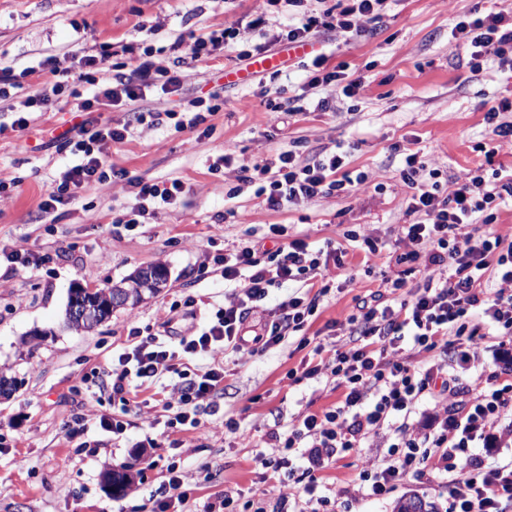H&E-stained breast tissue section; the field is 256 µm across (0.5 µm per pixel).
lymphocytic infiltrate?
<instances>
[{
	"label": "lymphocytic infiltrate",
	"mask_w": 512,
	"mask_h": 512,
	"mask_svg": "<svg viewBox=\"0 0 512 512\" xmlns=\"http://www.w3.org/2000/svg\"><path fill=\"white\" fill-rule=\"evenodd\" d=\"M387 2L265 0L263 10L249 20L188 40L176 38L169 46L174 59L168 69L156 66L153 51L147 48L128 58L125 71H116L108 43L73 50L78 67L74 73L60 70L52 58L40 62V69L56 74L57 79L51 87L26 97L15 127L26 130L31 113L51 111L63 101L70 103L79 118L63 136V146L74 161L42 201V209L48 212L74 203L79 191L106 185L108 145L124 142L132 123L145 121L141 112L130 123L103 121L100 112L140 100L150 92H177L183 65L209 60L231 43L240 44V57L248 59L264 51L266 36L292 45L325 31L346 41L365 37L380 22ZM285 7L290 8L293 23L269 32L272 18ZM451 37L465 49L472 69L493 62L512 71L511 9L463 12L455 20ZM326 63V57L318 55L304 67L303 90L314 95L316 110H335L345 97H366L364 76L346 73L340 65L327 69ZM84 83L94 87L93 95L80 92ZM347 158V149L341 148L316 154L303 164L288 150L247 168L235 166L233 154L227 153L213 162L210 171L236 170L239 181L256 184V196L276 209L361 189L366 177L346 173ZM398 177L409 190L406 213L411 221L398 227L395 262L422 268L424 276L413 285L402 272L383 278L379 291L336 322L337 330L353 336L352 346L343 350L332 343L316 344L300 377L342 389V400L322 412L303 415L287 431L269 432L265 443L276 452L301 450L320 470L337 454L363 448L381 430L390 428L396 434L395 442L373 448L355 485L342 488V495L382 497L406 476L431 467L448 476L450 512H512V459L489 467L473 452L477 444L486 448L512 445V365L492 370L485 359L490 347H512V241L492 229L500 202L512 197V178L477 172L451 181L439 170L427 169L422 155L408 148L402 151ZM125 184L138 200L124 222L129 229L159 206L176 203L185 189L178 179L150 183L129 178ZM269 231L279 241L269 264L257 258L262 247L258 241L236 253L215 256L234 289L204 329L177 337L171 344L150 335L118 356L112 369V395L123 410L140 413L148 407L147 402L134 400V380L164 373L179 378L165 402L176 414L166 420L165 433L150 439V447H165L169 429H200L199 401L213 395L224 382L220 364L197 378L182 380L188 360L220 351L242 353L245 323L250 314L264 308L270 287L323 279L331 266L342 263L338 248L323 250L301 238L288 239L282 224L270 225ZM318 302V297L304 293L267 310L256 342L269 349L285 336L303 331ZM438 348L444 353L440 361H418V353ZM479 368L486 370V377L463 386L462 374ZM435 386L440 389L437 426L412 421L419 400Z\"/></svg>",
	"instance_id": "obj_1"
}]
</instances>
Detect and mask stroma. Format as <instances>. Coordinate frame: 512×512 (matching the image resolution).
I'll list each match as a JSON object with an SVG mask.
<instances>
[{
    "mask_svg": "<svg viewBox=\"0 0 512 512\" xmlns=\"http://www.w3.org/2000/svg\"><path fill=\"white\" fill-rule=\"evenodd\" d=\"M477 4L489 8L496 0H391L371 35L349 43L336 42L330 32L314 38V53L329 54L330 66L344 65L369 82L365 99H344L333 112H308L289 122L286 110L305 71L301 54L285 43L270 45V65L255 58L239 61L237 48L226 46L211 66H184L180 92L152 94L133 107L113 109L116 122L136 111L158 117L154 127L134 126L126 141L110 147L115 167L131 178H178L185 185L177 203L161 206L129 231L119 219L137 201L118 185L84 191L74 203L42 212V199L72 161L53 138L74 119L62 104L32 115L28 130L13 129L21 101L41 81L26 75V68L49 57L60 68L72 67L71 50L82 31L88 44L111 43L117 61L151 45L159 50L155 62L167 66L172 58L165 48L175 37L230 26L260 11L262 0H0V67L19 75L21 83L0 98V170L18 182L0 197V246L22 241L52 257L33 269H15L0 256V371L17 381L13 395L0 400V512H149L168 495L172 465L194 475L185 512H202L227 488L239 492L236 512L261 506L272 512L276 495L261 479L258 446L268 432L287 430L299 415L321 412L342 396L338 389L319 391L313 382L289 380V371L313 357L298 337L226 357L222 392L198 409L214 435L175 428L172 449L148 447L155 429L136 412H122L102 384L133 332L148 329L166 340L203 329L231 290L214 255L264 237L272 224L286 225L292 238L347 248L307 326V338H324L328 322L344 319L377 290L383 276L399 271L388 259L382 268L365 272L363 251L345 238L348 230L365 225L390 244L398 225L408 223L397 148L420 150L429 166L452 178L512 170V143L490 138L484 120L489 108L512 100V74L492 65L471 70L465 50L450 36L457 15ZM213 93L224 105L207 119L210 134L176 131L168 112L188 111L195 98ZM272 100L282 111L269 110ZM340 142L351 146L347 169L367 176L366 190L271 210L255 197L254 185L208 170L227 151L237 165L250 167L294 147L308 157ZM153 264L167 269L160 293L114 313L93 331L64 326L71 288H102ZM90 408L98 416L123 415L126 433L113 436L94 420L82 439L69 438L67 422ZM230 418L247 431L248 440L224 434ZM365 457L362 450L335 456L317 473L318 494L351 485ZM124 466L131 467L134 485L112 494L103 475ZM444 480L427 469L383 499H334L328 509L393 512L398 499L417 495L447 512Z\"/></svg>",
    "mask_w": 512,
    "mask_h": 512,
    "instance_id": "obj_1",
    "label": "stroma"
}]
</instances>
